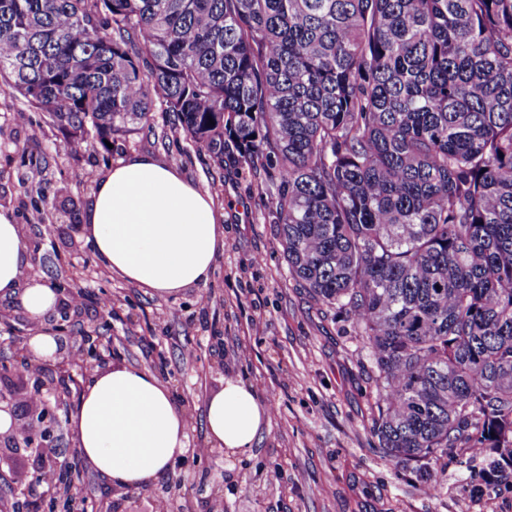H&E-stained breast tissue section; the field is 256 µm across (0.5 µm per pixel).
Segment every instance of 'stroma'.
I'll return each mask as SVG.
<instances>
[{
  "label": "stroma",
  "instance_id": "35a3bbf8",
  "mask_svg": "<svg viewBox=\"0 0 512 512\" xmlns=\"http://www.w3.org/2000/svg\"><path fill=\"white\" fill-rule=\"evenodd\" d=\"M26 115L16 123L15 113ZM45 113L0 91V210L10 211L32 247L31 269L80 292L58 335L62 358L93 339L113 361L160 375L191 414L190 447L146 489L115 490L80 456L69 422L57 452L88 512H512V488L472 494L487 462L439 461L425 488L418 466L385 457L373 433L374 393L361 339L344 318L321 309L288 274L279 245L275 202L264 175L220 167L197 152L165 105L148 125L63 154ZM135 154L175 166L213 198L224 226V251L211 283L159 298L112 275L82 236L94 176ZM261 264H254V257ZM112 301L104 311L101 299ZM178 309L171 320L169 309ZM30 324L18 305L0 302V363L15 359ZM248 346L249 361L237 358ZM250 385L269 408L261 441L247 457L210 447L205 402L227 377ZM278 481H269L271 472Z\"/></svg>",
  "mask_w": 512,
  "mask_h": 512
}]
</instances>
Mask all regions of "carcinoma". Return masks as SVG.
Listing matches in <instances>:
<instances>
[{
  "instance_id": "cac0c4a2",
  "label": "carcinoma",
  "mask_w": 512,
  "mask_h": 512,
  "mask_svg": "<svg viewBox=\"0 0 512 512\" xmlns=\"http://www.w3.org/2000/svg\"><path fill=\"white\" fill-rule=\"evenodd\" d=\"M0 84L67 152L147 123L269 174L288 273L349 321L385 456L512 485V0H0Z\"/></svg>"
}]
</instances>
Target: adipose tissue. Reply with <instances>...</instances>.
Masks as SVG:
<instances>
[{
	"mask_svg": "<svg viewBox=\"0 0 512 512\" xmlns=\"http://www.w3.org/2000/svg\"><path fill=\"white\" fill-rule=\"evenodd\" d=\"M87 244L112 274L158 297L206 287L224 250V226L208 192L151 155L112 166L83 215ZM30 248L20 224L0 210V300L19 301L33 330L32 360L60 355L48 323L63 299L43 276L27 275ZM269 410L251 388L225 379L206 400V437L229 455L251 453ZM83 459L116 489H141L188 448L189 414L151 370L115 364L88 374L70 415Z\"/></svg>",
	"mask_w": 512,
	"mask_h": 512,
	"instance_id": "1",
	"label": "adipose tissue"
}]
</instances>
